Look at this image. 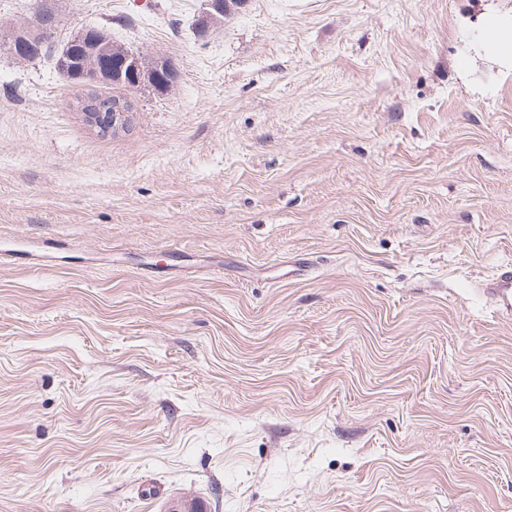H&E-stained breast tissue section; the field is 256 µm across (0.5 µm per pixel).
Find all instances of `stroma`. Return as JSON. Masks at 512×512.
<instances>
[{
    "instance_id": "stroma-1",
    "label": "stroma",
    "mask_w": 512,
    "mask_h": 512,
    "mask_svg": "<svg viewBox=\"0 0 512 512\" xmlns=\"http://www.w3.org/2000/svg\"><path fill=\"white\" fill-rule=\"evenodd\" d=\"M200 7L67 0L181 76L108 136L0 46V512H512V0ZM488 53L499 59H512V21H504L497 17L488 23L485 34ZM482 294L500 312L512 313V265L504 266L496 275L484 282L480 288Z\"/></svg>"
}]
</instances>
